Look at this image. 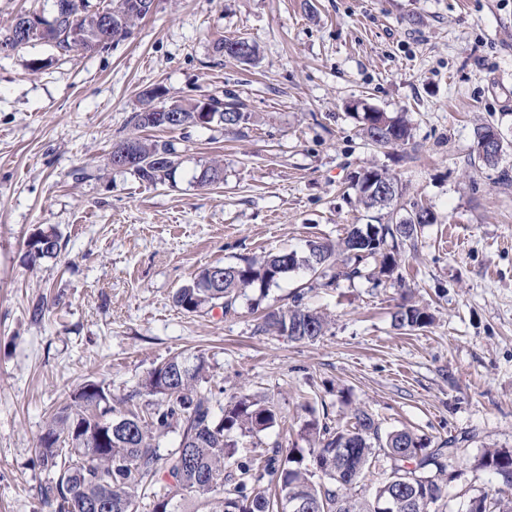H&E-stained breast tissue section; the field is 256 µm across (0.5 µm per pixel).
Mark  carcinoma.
<instances>
[{"label":"carcinoma","instance_id":"carcinoma-1","mask_svg":"<svg viewBox=\"0 0 512 512\" xmlns=\"http://www.w3.org/2000/svg\"><path fill=\"white\" fill-rule=\"evenodd\" d=\"M69 14L58 20L40 21L34 37L17 39L18 29L38 10L17 17L0 32V44L17 49L37 42L61 56L79 51L109 50L131 37L136 23L150 10L132 12L129 0H70ZM222 37L213 44L214 52L228 60L249 64L259 57V45L246 40L247 57L224 52ZM213 120L227 131L240 129L251 114L244 104L232 98L222 111L211 97ZM205 100L186 105L170 104L177 129L198 125ZM164 113L142 108L134 113L136 129L168 130ZM364 137L374 146L404 144L411 129L402 117L385 112H356ZM132 149L141 157L133 170L139 180L158 184L171 177L175 149L167 141L146 142L137 136L113 148ZM398 186L395 177L375 166L364 168L360 178ZM224 180V167L213 160L201 172L202 185ZM358 201L366 210L387 217L378 224H354L336 244L311 241L305 255L295 251L269 253L259 259L231 264L233 272L224 276L219 288H206L211 268L200 270L191 282L177 290L174 302L187 313H202L216 306L228 312L246 289L255 285L266 289L284 275L304 267L321 288H332L342 280L362 276L372 264L378 279L390 280L400 266L407 244L418 240L420 225L393 220L400 194L378 199L366 194L362 185L353 184ZM35 258L53 257L60 251L58 235L41 229L29 243ZM425 309L406 300L392 316L398 329L419 330L430 325ZM327 327L319 312L299 303L263 316L262 328L273 329L294 341H314ZM207 382L203 357L177 354L156 366L142 383L145 395L157 402L137 401L140 392L115 406L111 394L100 384L87 381L61 403L39 438V458L53 472L42 497L55 512H283L290 494L303 502L302 512H375L374 500L359 492L360 483L372 465L383 459L390 472L403 474V484L391 477L377 487L375 495L391 501L390 512H432L445 498L448 461L457 452L456 440L445 439L432 446L408 428L382 432L366 410L357 408L344 426L327 422L328 416L313 417L300 427V437L309 444L308 455L300 450L283 451L275 445L255 454L239 457L238 438L256 436L279 420L274 403L247 395L232 398L216 416L212 397L202 384ZM178 430L177 447L159 448L157 439ZM476 467L501 476L512 490V453L486 448ZM466 512H512V493L472 497Z\"/></svg>","mask_w":512,"mask_h":512}]
</instances>
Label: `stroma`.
I'll list each match as a JSON object with an SVG mask.
<instances>
[{
  "mask_svg": "<svg viewBox=\"0 0 512 512\" xmlns=\"http://www.w3.org/2000/svg\"><path fill=\"white\" fill-rule=\"evenodd\" d=\"M260 45L256 65L218 57L220 37ZM165 104L234 93L251 120L146 130L176 167L151 185L110 167L144 91ZM403 117L411 140L378 148L349 105ZM511 146L476 163L474 129ZM223 182H198L211 159ZM375 166L403 188L401 207L434 215L406 252L402 283L364 273L316 288L307 269L231 311L189 314L173 295L201 268L309 241H337L372 218L356 172ZM512 0H156L131 38L56 56L42 44L0 54V512H52L37 452L49 415L87 380L121 402L180 352L203 355L214 410L234 396L272 401L282 420L242 455L298 448L310 412L346 423L367 410L383 430L463 440L443 512L501 489L475 468L484 448L512 451ZM53 257L32 258L36 229ZM433 316L400 331L404 292ZM330 318L297 342L261 331L257 307L294 299ZM42 314H35L36 305ZM50 242V245H44ZM30 255L35 258L53 257L60 251L61 245L58 235L52 230L40 229L34 233L29 243Z\"/></svg>",
  "mask_w": 512,
  "mask_h": 512,
  "instance_id": "35a3bbf8",
  "label": "stroma"
}]
</instances>
